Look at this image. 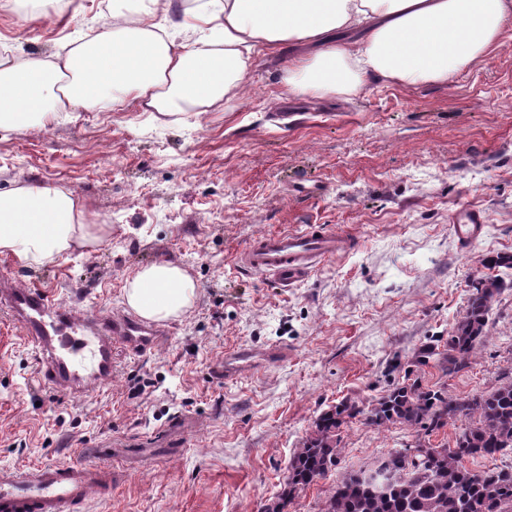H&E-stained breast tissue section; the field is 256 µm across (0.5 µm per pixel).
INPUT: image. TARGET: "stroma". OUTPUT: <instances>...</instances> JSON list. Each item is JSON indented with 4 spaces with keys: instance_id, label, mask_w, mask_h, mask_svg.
Segmentation results:
<instances>
[{
    "instance_id": "35a3bbf8",
    "label": "stroma",
    "mask_w": 512,
    "mask_h": 512,
    "mask_svg": "<svg viewBox=\"0 0 512 512\" xmlns=\"http://www.w3.org/2000/svg\"><path fill=\"white\" fill-rule=\"evenodd\" d=\"M45 16L0 10V47L49 54L89 37L109 0H42ZM287 54L257 57L244 92L209 112L161 115L130 105L63 112L36 130L0 128V190L48 181L75 190L87 219L111 225L96 245L29 264L0 254V277L66 305L118 315L139 267L171 261L196 283L188 310L162 323L143 356L112 351L110 386L61 397L42 387L21 330L0 314V467L88 461L125 481L75 512H260L277 501L299 442L344 402L361 415L338 432L327 475L282 512H319L346 474L374 467L411 428L366 417L413 370L448 397L512 374V20L489 58L448 82L372 81L352 93L283 96ZM321 186L316 198L300 196ZM464 207L484 231L462 248L450 228ZM307 224L349 232L351 251L300 285L242 270L254 237ZM495 279L488 335L451 376L413 367L444 347L477 282ZM277 349L275 363L225 381L224 354Z\"/></svg>"
}]
</instances>
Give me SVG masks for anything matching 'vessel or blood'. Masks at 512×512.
I'll list each match as a JSON object with an SVG mask.
<instances>
[{"label":"vessel or blood","mask_w":512,"mask_h":512,"mask_svg":"<svg viewBox=\"0 0 512 512\" xmlns=\"http://www.w3.org/2000/svg\"><path fill=\"white\" fill-rule=\"evenodd\" d=\"M462 246L481 237L480 212L462 208L451 218ZM348 234L319 224L295 232H275L252 240L238 261L246 269L282 287H292L325 260L351 250ZM0 310L7 312L27 336L43 365L42 377L53 393L78 396L112 381V347L143 354L158 343L157 327L129 315L88 316L54 303L47 292L0 279ZM264 356L236 350L224 356V377L236 378L245 368L264 363ZM122 473L112 466L83 461L50 462L27 470L0 468V512H72L92 493L111 492Z\"/></svg>","instance_id":"obj_1"}]
</instances>
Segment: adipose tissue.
Here are the masks:
<instances>
[{
	"instance_id": "ef3b65f1",
	"label": "adipose tissue",
	"mask_w": 512,
	"mask_h": 512,
	"mask_svg": "<svg viewBox=\"0 0 512 512\" xmlns=\"http://www.w3.org/2000/svg\"><path fill=\"white\" fill-rule=\"evenodd\" d=\"M132 20L112 0L108 20L66 53L0 57V127L43 128L60 112L131 102L169 115L220 105L245 87L250 61L298 48L289 96L352 92L372 77L445 82L487 58L512 19V0H204L195 10L151 0ZM72 191L49 182L0 190V253L41 264L103 240ZM195 282L163 261L135 271L125 304L163 322L189 306Z\"/></svg>"
}]
</instances>
